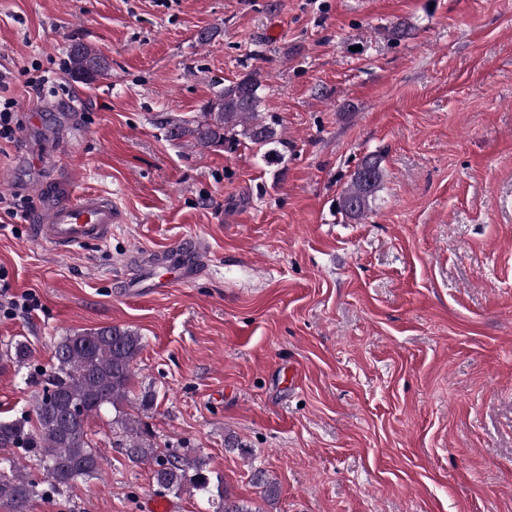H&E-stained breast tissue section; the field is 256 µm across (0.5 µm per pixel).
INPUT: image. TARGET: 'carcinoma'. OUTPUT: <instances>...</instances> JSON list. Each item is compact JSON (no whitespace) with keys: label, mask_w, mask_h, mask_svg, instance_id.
Listing matches in <instances>:
<instances>
[{"label":"carcinoma","mask_w":512,"mask_h":512,"mask_svg":"<svg viewBox=\"0 0 512 512\" xmlns=\"http://www.w3.org/2000/svg\"><path fill=\"white\" fill-rule=\"evenodd\" d=\"M109 66L100 51L85 43L68 49L66 72L75 81L90 84L108 74ZM262 83L247 75L224 86L202 107V119L179 120L168 132L200 149L215 146L233 148L239 138L266 148L264 158L275 161L288 139L279 134L276 123L259 112ZM383 179L381 159L364 158L341 193L340 209L361 219L371 212L372 202ZM143 349L135 331L119 326L75 332L54 344V362L34 395L31 408L19 417L0 418V448L18 449L36 462L44 478L24 473V465L13 456L0 457V506L8 512H28L35 499L54 500L77 480L96 478L102 470L101 457L88 439L86 423L103 409L131 401L134 363ZM7 357L20 366L32 359L28 345L18 341L7 348ZM82 407L83 413L72 415ZM122 447L133 462L151 466L155 485L168 492L191 491L210 494L206 462L188 451L160 449L145 438L136 420H123ZM266 499L278 496L277 482L262 470L254 473ZM216 512H252L231 498L219 495Z\"/></svg>","instance_id":"obj_1"}]
</instances>
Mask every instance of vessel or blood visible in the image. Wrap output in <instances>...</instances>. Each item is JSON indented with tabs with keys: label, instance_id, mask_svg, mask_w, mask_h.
Returning <instances> with one entry per match:
<instances>
[{
	"label": "vessel or blood",
	"instance_id": "1",
	"mask_svg": "<svg viewBox=\"0 0 512 512\" xmlns=\"http://www.w3.org/2000/svg\"><path fill=\"white\" fill-rule=\"evenodd\" d=\"M120 217L110 197L87 193L44 211L34 226L36 241L53 249L74 253L87 244L110 239ZM207 246L202 238L189 236L176 246L144 259L145 267L173 274L177 283L190 284L198 276Z\"/></svg>",
	"mask_w": 512,
	"mask_h": 512
}]
</instances>
